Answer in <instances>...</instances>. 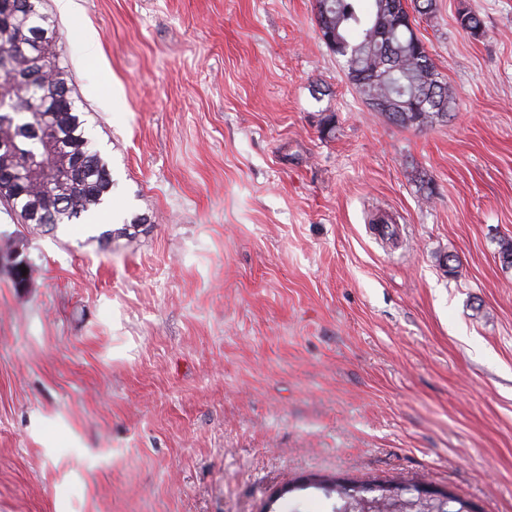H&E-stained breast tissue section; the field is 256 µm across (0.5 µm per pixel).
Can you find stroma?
<instances>
[{
  "mask_svg": "<svg viewBox=\"0 0 512 512\" xmlns=\"http://www.w3.org/2000/svg\"><path fill=\"white\" fill-rule=\"evenodd\" d=\"M47 9L114 236L0 208L31 263L0 267V512H333L315 476L512 512V0L415 15L454 97L424 128L315 0Z\"/></svg>",
  "mask_w": 512,
  "mask_h": 512,
  "instance_id": "1",
  "label": "stroma"
}]
</instances>
